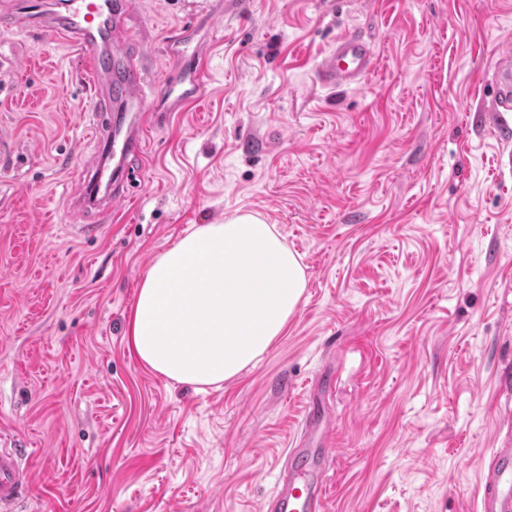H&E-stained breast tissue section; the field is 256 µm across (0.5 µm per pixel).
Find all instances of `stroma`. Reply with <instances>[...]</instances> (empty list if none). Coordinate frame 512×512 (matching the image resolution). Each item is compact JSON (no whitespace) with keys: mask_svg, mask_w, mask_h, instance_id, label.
<instances>
[{"mask_svg":"<svg viewBox=\"0 0 512 512\" xmlns=\"http://www.w3.org/2000/svg\"><path fill=\"white\" fill-rule=\"evenodd\" d=\"M204 1L137 0L149 84ZM208 1L203 98L159 113L131 200L85 240L78 51L0 28V441L36 474L21 512H260L326 366V512H479L512 439V133L481 110L512 0ZM344 34L375 68L330 90L315 68ZM246 212L301 255L297 311L232 379L155 373L129 343L140 281L191 225Z\"/></svg>","mask_w":512,"mask_h":512,"instance_id":"35a3bbf8","label":"stroma"}]
</instances>
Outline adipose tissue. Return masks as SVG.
Listing matches in <instances>:
<instances>
[{"label":"adipose tissue","instance_id":"ef3b65f1","mask_svg":"<svg viewBox=\"0 0 512 512\" xmlns=\"http://www.w3.org/2000/svg\"><path fill=\"white\" fill-rule=\"evenodd\" d=\"M305 287L299 256L259 216L194 225L144 276L130 344L141 363L173 381L221 383L283 334Z\"/></svg>","mask_w":512,"mask_h":512}]
</instances>
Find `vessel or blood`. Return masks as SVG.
<instances>
[{
  "label": "vessel or blood",
  "instance_id": "b4317fda",
  "mask_svg": "<svg viewBox=\"0 0 512 512\" xmlns=\"http://www.w3.org/2000/svg\"><path fill=\"white\" fill-rule=\"evenodd\" d=\"M131 5L132 0H66L64 13L52 16L45 14L42 0H36L32 12L42 19L47 35L80 50L90 82L103 99L89 122L103 146L104 159L88 183L103 188L113 200L130 194L134 173L127 161L142 151L151 119L145 109L148 96L157 93L182 103L200 100L204 93V47L193 39L198 17H191L166 42V53L177 54L182 66L161 86L148 87L139 56L126 52L121 60H114L113 47L122 37ZM374 60L371 43L342 35L318 64L316 76L331 89L357 85L369 76ZM494 72L496 93L488 109L505 126L512 122V52H498ZM116 92L125 102L124 114L113 122L101 120V113L111 111ZM335 382L334 373L324 371L311 383L300 435L287 451L276 489L262 504V512H325L324 484L333 452L326 402ZM34 479V473L22 465L19 449L0 448V512H18L19 500ZM480 487V512H512V440L495 450L481 473Z\"/></svg>",
  "mask_w": 512,
  "mask_h": 512
}]
</instances>
